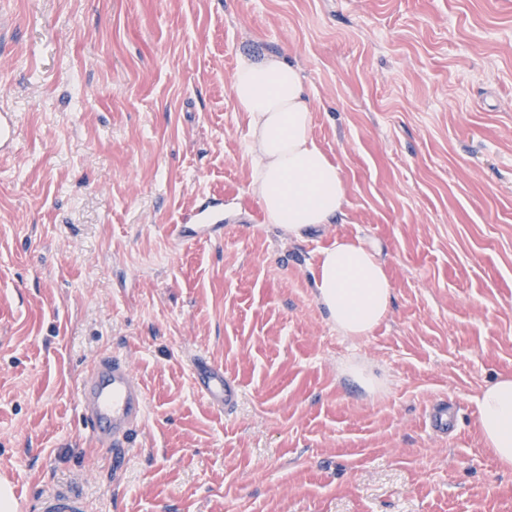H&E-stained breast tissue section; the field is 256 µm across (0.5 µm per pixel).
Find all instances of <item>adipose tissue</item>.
Here are the masks:
<instances>
[{
  "mask_svg": "<svg viewBox=\"0 0 512 512\" xmlns=\"http://www.w3.org/2000/svg\"><path fill=\"white\" fill-rule=\"evenodd\" d=\"M231 94L247 115L250 189L267 223L295 236L332 223L343 212L347 185L312 135V102L296 66L282 54L242 57ZM314 284L319 306L349 339L369 336L393 296L380 253L358 237L338 238L321 252ZM477 405L486 446L512 468V378L487 386Z\"/></svg>",
  "mask_w": 512,
  "mask_h": 512,
  "instance_id": "adipose-tissue-1",
  "label": "adipose tissue"
}]
</instances>
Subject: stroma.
I'll return each mask as SVG.
<instances>
[{"label": "stroma", "mask_w": 512, "mask_h": 512, "mask_svg": "<svg viewBox=\"0 0 512 512\" xmlns=\"http://www.w3.org/2000/svg\"><path fill=\"white\" fill-rule=\"evenodd\" d=\"M0 110V460L37 512H512L476 400L512 377V0H7ZM285 54L344 214L301 237L249 191L238 60ZM221 236L176 241L172 225ZM394 296L364 338L322 313L341 236ZM147 389L120 469L78 390L102 353ZM202 354L240 382L224 416ZM377 381L361 387L353 367ZM457 405L452 434L425 425ZM40 512H85L82 496L73 489H52L40 496Z\"/></svg>", "instance_id": "35a3bbf8"}]
</instances>
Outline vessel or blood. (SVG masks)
Masks as SVG:
<instances>
[{
  "label": "vessel or blood",
  "instance_id": "vessel-or-blood-1",
  "mask_svg": "<svg viewBox=\"0 0 512 512\" xmlns=\"http://www.w3.org/2000/svg\"><path fill=\"white\" fill-rule=\"evenodd\" d=\"M198 392L225 413H233L241 399L240 384L221 366L199 359L193 364ZM81 417L99 446L112 452L120 465L132 434L146 419L149 396L130 364L115 354L100 356L78 393ZM39 512H86L82 496L72 489H52L40 496Z\"/></svg>",
  "mask_w": 512,
  "mask_h": 512
}]
</instances>
